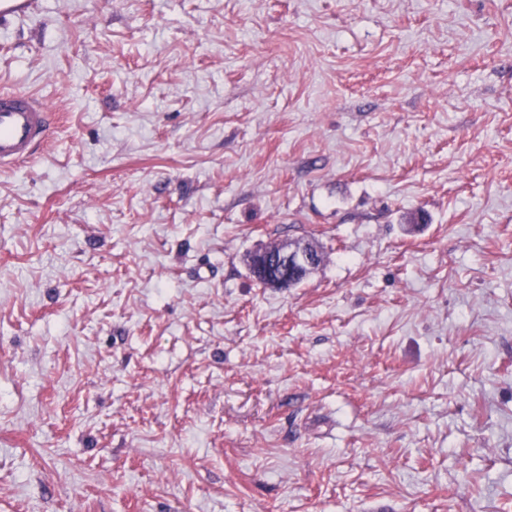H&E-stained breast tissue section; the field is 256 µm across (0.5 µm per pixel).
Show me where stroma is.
Masks as SVG:
<instances>
[{
  "instance_id": "stroma-1",
  "label": "stroma",
  "mask_w": 512,
  "mask_h": 512,
  "mask_svg": "<svg viewBox=\"0 0 512 512\" xmlns=\"http://www.w3.org/2000/svg\"><path fill=\"white\" fill-rule=\"evenodd\" d=\"M1 90L0 512H512V0H40ZM57 119L41 97L1 90L0 169L16 168L44 149ZM281 247L282 245H271L266 247L265 250L263 249L258 251V268L260 271H263L267 277L272 272L277 275H279V273H283L285 274V277L288 276V284H290L298 275L303 272L308 273L316 266L317 253L306 243L284 245L279 251ZM266 250L277 253L269 254ZM320 262L321 257L317 266ZM302 281L303 280H297L293 282L291 286H295Z\"/></svg>"
}]
</instances>
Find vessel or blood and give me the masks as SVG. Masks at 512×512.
<instances>
[{
  "label": "vessel or blood",
  "mask_w": 512,
  "mask_h": 512,
  "mask_svg": "<svg viewBox=\"0 0 512 512\" xmlns=\"http://www.w3.org/2000/svg\"><path fill=\"white\" fill-rule=\"evenodd\" d=\"M58 119L44 100L26 91H0V169L30 161L49 141Z\"/></svg>",
  "instance_id": "vessel-or-blood-1"
}]
</instances>
